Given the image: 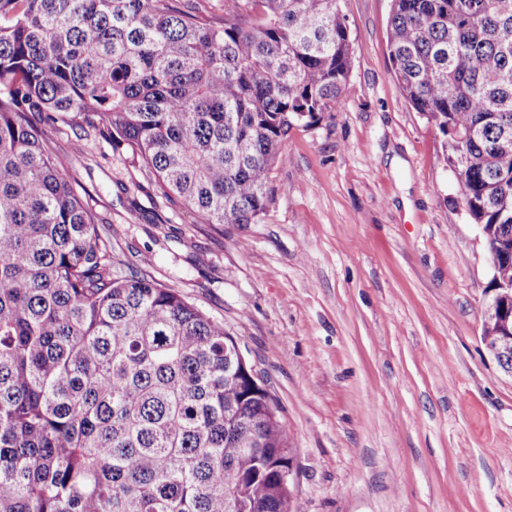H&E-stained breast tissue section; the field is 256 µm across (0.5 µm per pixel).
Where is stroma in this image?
<instances>
[{"mask_svg":"<svg viewBox=\"0 0 512 512\" xmlns=\"http://www.w3.org/2000/svg\"><path fill=\"white\" fill-rule=\"evenodd\" d=\"M392 0H341L336 111L291 129L257 224H205L127 152L49 140L114 260L233 336L294 455V512H512V373L483 340L486 242L406 99Z\"/></svg>","mask_w":512,"mask_h":512,"instance_id":"obj_1","label":"stroma"}]
</instances>
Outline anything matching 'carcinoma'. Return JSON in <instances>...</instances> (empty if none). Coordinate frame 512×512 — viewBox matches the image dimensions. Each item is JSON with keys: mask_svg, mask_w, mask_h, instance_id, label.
<instances>
[{"mask_svg": "<svg viewBox=\"0 0 512 512\" xmlns=\"http://www.w3.org/2000/svg\"><path fill=\"white\" fill-rule=\"evenodd\" d=\"M0 0V512H291L288 434L233 337L112 270L49 130L86 127L206 224H258L295 126L333 112L340 0ZM412 107L512 282V0H393Z\"/></svg>", "mask_w": 512, "mask_h": 512, "instance_id": "obj_1", "label": "carcinoma"}]
</instances>
